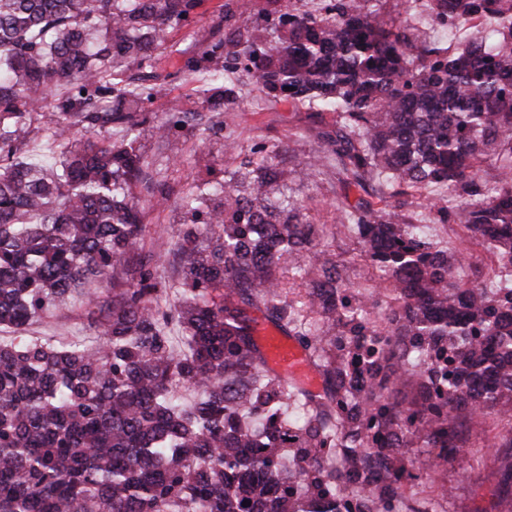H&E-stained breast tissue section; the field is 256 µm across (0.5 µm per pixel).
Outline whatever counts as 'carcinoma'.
Masks as SVG:
<instances>
[{
	"label": "carcinoma",
	"mask_w": 512,
	"mask_h": 512,
	"mask_svg": "<svg viewBox=\"0 0 512 512\" xmlns=\"http://www.w3.org/2000/svg\"><path fill=\"white\" fill-rule=\"evenodd\" d=\"M202 2L0 0V329H14L0 338V512H431L405 495L406 449L445 465L470 445L461 427L489 416L494 446L512 448V0H405L497 35L452 56L380 0H266L203 50L201 107L174 100L153 128L177 155L176 130L224 125L226 79L335 113L326 142L345 184H382L338 208L379 273V324L271 152L225 141L233 168L185 197L176 248L142 244L140 201L164 198L142 144L146 64ZM48 106L44 164L24 145ZM436 186L463 200L429 204L465 230L451 250L423 230ZM74 301L94 342L25 335ZM256 311L299 341L320 391L267 367ZM405 379L414 398L389 400ZM496 496L512 512V465Z\"/></svg>",
	"instance_id": "obj_1"
}]
</instances>
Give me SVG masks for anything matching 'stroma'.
Listing matches in <instances>:
<instances>
[{"label": "stroma", "mask_w": 512, "mask_h": 512, "mask_svg": "<svg viewBox=\"0 0 512 512\" xmlns=\"http://www.w3.org/2000/svg\"><path fill=\"white\" fill-rule=\"evenodd\" d=\"M235 5V12H227L225 2ZM264 0H205L189 21L172 26L170 40L176 51H154L151 70L156 77L157 94L147 110L151 121H159L169 100L186 102L199 100L201 82L191 68L215 29L230 30L252 16L254 6ZM238 96L234 114L224 119L223 131L217 133L185 129L181 134L184 154L172 158L159 148L152 131L143 138L149 158L163 184L165 198L160 203H145L147 226L145 241L163 240L173 244L179 239L183 223L181 197L195 183L202 180L220 182L225 178L227 163L224 140L233 138L244 153L265 147L276 149L283 166L308 169L310 176L289 185L290 196L304 200L306 221L322 225L325 240L338 262L344 263L352 282L366 287L371 283L373 269L360 255L358 242L352 230L339 224L336 206L342 201L356 203L363 192L346 187L328 158L324 132L334 125V115L319 111L309 104L270 102L251 87H236ZM28 335L85 336L89 333L87 312L75 304L52 310L27 328ZM506 463L500 448H484L482 453L465 449L459 461L437 469L433 476H420L407 485V492L417 498H438L441 488L452 491L449 499L440 503L441 512H495L491 492L501 478Z\"/></svg>", "instance_id": "stroma-1"}]
</instances>
